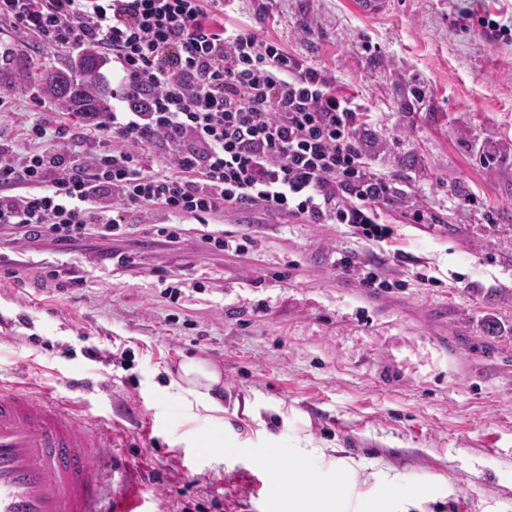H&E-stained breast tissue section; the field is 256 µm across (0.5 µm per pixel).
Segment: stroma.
Returning a JSON list of instances; mask_svg holds the SVG:
<instances>
[{
	"mask_svg": "<svg viewBox=\"0 0 512 512\" xmlns=\"http://www.w3.org/2000/svg\"><path fill=\"white\" fill-rule=\"evenodd\" d=\"M484 16L505 39L484 37ZM224 21L335 76L369 114L377 167L440 223L393 224L387 292L336 270L340 252L377 250L353 227L254 209L209 224L247 238L242 253L210 251L193 221L176 243L137 222L65 248L2 235L0 379L26 363L34 388L111 420L143 464L145 512H268L265 487L304 439L329 512H512V0H393L372 18L352 0H224ZM72 61L32 37L0 60V131L54 110L33 65ZM472 193L479 206L449 208ZM115 251L131 264L102 266ZM64 262L83 286L50 278ZM162 270L198 285L171 302ZM187 358L220 371L223 426L168 392Z\"/></svg>",
	"mask_w": 512,
	"mask_h": 512,
	"instance_id": "stroma-1",
	"label": "stroma"
}]
</instances>
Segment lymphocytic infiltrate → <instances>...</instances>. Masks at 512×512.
<instances>
[{
    "label": "lymphocytic infiltrate",
    "mask_w": 512,
    "mask_h": 512,
    "mask_svg": "<svg viewBox=\"0 0 512 512\" xmlns=\"http://www.w3.org/2000/svg\"><path fill=\"white\" fill-rule=\"evenodd\" d=\"M18 42L111 59L112 109L85 113V147L65 124L0 137V230L72 244L126 233L129 215L179 242L180 220L240 208L392 236L391 212L436 223L372 163L365 113L326 71L245 28L224 0H0Z\"/></svg>",
    "instance_id": "lymphocytic-infiltrate-1"
}]
</instances>
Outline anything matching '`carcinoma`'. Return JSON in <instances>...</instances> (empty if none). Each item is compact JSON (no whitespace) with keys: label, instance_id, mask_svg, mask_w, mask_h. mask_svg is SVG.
<instances>
[{"label":"carcinoma","instance_id":"1","mask_svg":"<svg viewBox=\"0 0 512 512\" xmlns=\"http://www.w3.org/2000/svg\"><path fill=\"white\" fill-rule=\"evenodd\" d=\"M104 60L85 51L70 69H45L38 74L43 95L66 105L72 112L107 111L106 85L102 82Z\"/></svg>","mask_w":512,"mask_h":512}]
</instances>
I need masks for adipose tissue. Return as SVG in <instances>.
Returning a JSON list of instances; mask_svg holds the SVG:
<instances>
[{"instance_id":"1","label":"adipose tissue","mask_w":512,"mask_h":512,"mask_svg":"<svg viewBox=\"0 0 512 512\" xmlns=\"http://www.w3.org/2000/svg\"><path fill=\"white\" fill-rule=\"evenodd\" d=\"M221 384L220 373L195 359L183 361L169 388L182 399L196 415L220 423L224 420V405L216 389Z\"/></svg>"}]
</instances>
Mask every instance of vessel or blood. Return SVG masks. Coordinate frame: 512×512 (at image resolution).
<instances>
[{
	"label": "vessel or blood",
	"instance_id": "1",
	"mask_svg": "<svg viewBox=\"0 0 512 512\" xmlns=\"http://www.w3.org/2000/svg\"><path fill=\"white\" fill-rule=\"evenodd\" d=\"M107 435L50 390L0 384V512H134L127 473L105 468Z\"/></svg>",
	"mask_w": 512,
	"mask_h": 512
}]
</instances>
